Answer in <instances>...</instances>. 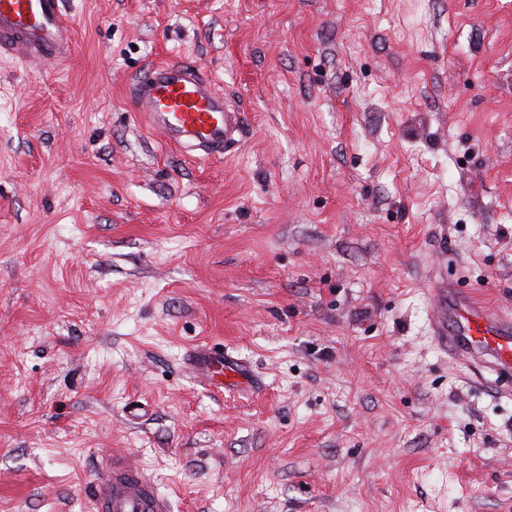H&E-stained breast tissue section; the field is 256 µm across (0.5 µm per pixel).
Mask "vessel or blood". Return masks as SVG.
Listing matches in <instances>:
<instances>
[{
  "label": "vessel or blood",
  "mask_w": 512,
  "mask_h": 512,
  "mask_svg": "<svg viewBox=\"0 0 512 512\" xmlns=\"http://www.w3.org/2000/svg\"><path fill=\"white\" fill-rule=\"evenodd\" d=\"M73 28L63 18L62 0H0V51L25 63L68 58ZM166 143L210 158L227 153L237 142L241 114L199 68L187 63L148 67L131 93ZM443 300L432 315L435 332L450 355L471 369L512 377V315L504 313L448 279ZM195 375L216 390L244 389L251 375L225 352L198 349L192 357ZM102 512H167L165 499L154 493L142 473L127 463L114 464L98 487Z\"/></svg>",
  "instance_id": "1"
}]
</instances>
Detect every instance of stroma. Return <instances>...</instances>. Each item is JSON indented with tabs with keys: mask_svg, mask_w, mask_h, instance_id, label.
Returning a JSON list of instances; mask_svg holds the SVG:
<instances>
[{
	"mask_svg": "<svg viewBox=\"0 0 512 512\" xmlns=\"http://www.w3.org/2000/svg\"><path fill=\"white\" fill-rule=\"evenodd\" d=\"M64 9L67 60L0 54V512H98L119 458L169 512H512V379L429 323L448 270L512 312V0ZM168 61L224 157L132 106ZM131 98L167 144L188 153L204 158L224 155L238 141L241 112L188 63L149 66L136 81ZM194 374L211 389H246L252 379L247 368L227 352L198 349L192 357Z\"/></svg>",
	"mask_w": 512,
	"mask_h": 512,
	"instance_id": "35a3bbf8",
	"label": "stroma"
}]
</instances>
